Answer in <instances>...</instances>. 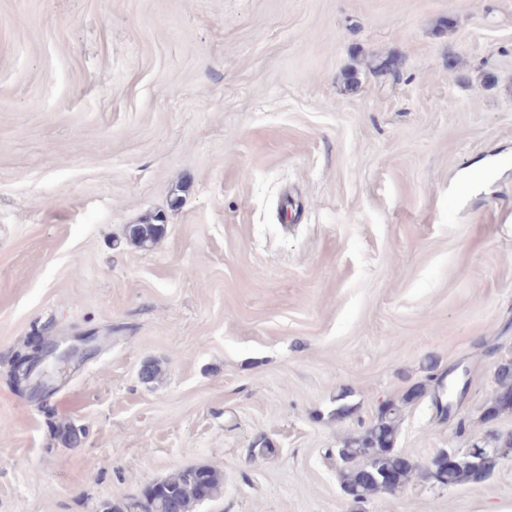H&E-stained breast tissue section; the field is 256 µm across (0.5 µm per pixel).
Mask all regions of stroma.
<instances>
[{"mask_svg":"<svg viewBox=\"0 0 512 512\" xmlns=\"http://www.w3.org/2000/svg\"><path fill=\"white\" fill-rule=\"evenodd\" d=\"M510 359L512 0H0V512L201 465L195 512H512V455L362 502L337 456L417 384L414 465L512 433ZM165 233V224L162 217L146 219L141 224H132L128 228L129 242L139 248L152 247ZM495 379L497 390L484 414L485 421L493 420L504 413H512V361L499 365Z\"/></svg>","mask_w":512,"mask_h":512,"instance_id":"1","label":"stroma"}]
</instances>
